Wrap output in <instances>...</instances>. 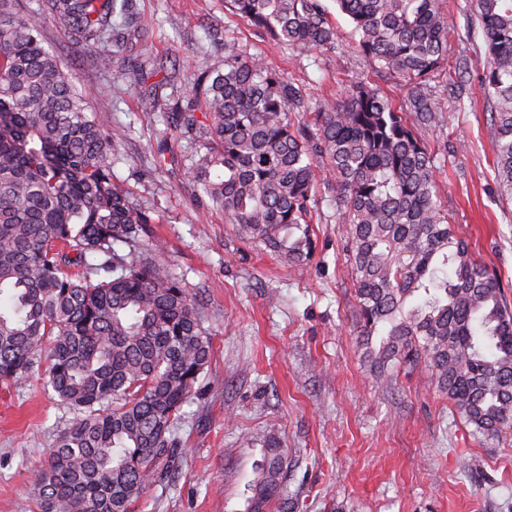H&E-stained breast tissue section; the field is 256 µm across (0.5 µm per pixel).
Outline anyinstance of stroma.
<instances>
[{
  "label": "stroma",
  "mask_w": 512,
  "mask_h": 512,
  "mask_svg": "<svg viewBox=\"0 0 512 512\" xmlns=\"http://www.w3.org/2000/svg\"><path fill=\"white\" fill-rule=\"evenodd\" d=\"M145 29L130 45L132 65L166 82L117 91L81 43L54 20L46 46L64 63L113 144L112 182L159 217L160 256L196 293L213 354L183 408L178 455L163 482L131 512H245L248 486L271 432L288 463V488L308 512H512V431L496 442L472 435L436 389L430 370L378 388L357 345L355 287L345 226L319 195L311 226L315 252L287 265L204 210L186 177L202 134L171 128L172 100H188L196 74L221 59L225 40L289 77L306 105L339 99L362 79L395 100L404 82L377 74L358 52L351 26L334 20V49H289L254 29L225 0H136ZM450 57L469 60L461 83L430 85L442 108L437 126L418 132L431 150L439 201L473 256L499 276L512 302V193L495 179L491 100L482 86L484 37L470 0H444ZM72 415L35 380L0 386V512H36L28 488Z\"/></svg>",
  "instance_id": "1"
}]
</instances>
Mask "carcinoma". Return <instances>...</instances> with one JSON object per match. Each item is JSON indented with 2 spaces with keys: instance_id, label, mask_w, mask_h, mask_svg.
<instances>
[{
  "instance_id": "obj_1",
  "label": "carcinoma",
  "mask_w": 512,
  "mask_h": 512,
  "mask_svg": "<svg viewBox=\"0 0 512 512\" xmlns=\"http://www.w3.org/2000/svg\"><path fill=\"white\" fill-rule=\"evenodd\" d=\"M359 52L409 86L396 103L355 81L337 102L303 112L294 83L224 41L172 120L208 135L188 169L229 224L284 262L307 265L316 194L336 204L351 242L358 344L379 387L431 370L473 434L512 430V304L438 203L434 158L416 135L440 122L429 76L448 61L441 0H334ZM493 99L495 175L512 191V0H473ZM291 49L336 48L324 0H226ZM121 23H116L115 15ZM52 17L101 67L142 30L134 0H0V381L43 373L73 412L29 487L39 512H129L168 477L182 409L208 367L212 337L192 289L159 261L142 262L149 212L112 184V143L60 58L43 45ZM49 366L41 370L42 354ZM267 455L247 512L289 495L286 458Z\"/></svg>"
}]
</instances>
